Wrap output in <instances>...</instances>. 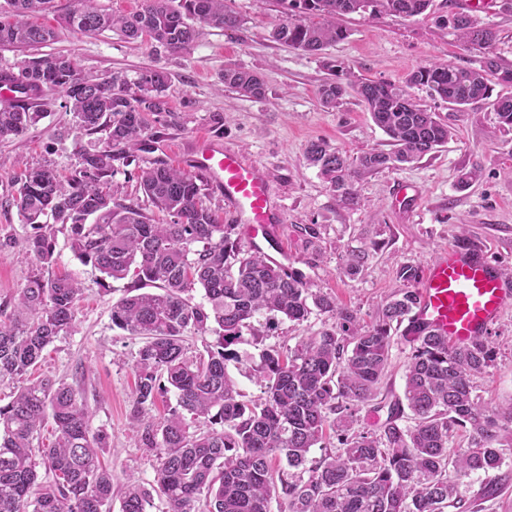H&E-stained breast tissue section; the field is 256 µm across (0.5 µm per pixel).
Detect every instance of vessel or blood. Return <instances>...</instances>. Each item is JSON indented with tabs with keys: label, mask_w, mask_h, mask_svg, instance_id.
<instances>
[{
	"label": "vessel or blood",
	"mask_w": 512,
	"mask_h": 512,
	"mask_svg": "<svg viewBox=\"0 0 512 512\" xmlns=\"http://www.w3.org/2000/svg\"><path fill=\"white\" fill-rule=\"evenodd\" d=\"M186 163L223 194L252 246L276 247L279 209L258 164L207 136L196 138ZM416 294L410 314L415 327L463 347L497 323L512 303V282L503 277L487 249L452 244L424 268Z\"/></svg>",
	"instance_id": "b4317fda"
}]
</instances>
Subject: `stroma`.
Returning a JSON list of instances; mask_svg holds the SVG:
<instances>
[{
  "instance_id": "obj_1",
  "label": "stroma",
  "mask_w": 512,
  "mask_h": 512,
  "mask_svg": "<svg viewBox=\"0 0 512 512\" xmlns=\"http://www.w3.org/2000/svg\"><path fill=\"white\" fill-rule=\"evenodd\" d=\"M74 4L53 0L49 11L34 16L35 24L56 28L54 42L38 49L0 45V70L16 71L39 53L60 52L73 55L84 72L95 75L119 72L132 82L148 68L168 73L169 110L151 116L148 143L118 162L110 185L114 202L137 205L152 222L165 223V215L140 190L137 174L161 161L180 166V154L206 134L265 170L280 211L286 265L357 311L363 325L375 324L381 306L403 288L397 275L400 266L424 268L454 242L460 225H467L475 243L485 246L501 269L512 272V132L498 131L490 105L458 110L425 89L412 88L413 97L452 128V139L412 164L358 176L352 206L341 205L305 159L307 146L315 141L337 148L354 162L370 151H390L389 137L373 123L357 93L360 80L398 83L418 67L448 62L480 67L483 49L464 45L452 26L456 0H431L416 17L346 15L341 23L347 38L318 55L272 39L273 23L282 12L280 0H227L243 25L235 30L202 28L191 47L176 54L155 49L145 37L130 40L117 31L81 34L62 27V15ZM474 15L495 32L492 50L502 67L512 69V11L504 10L501 0H487ZM334 61L343 64L348 89L339 106L329 109L319 91L328 78L326 65ZM230 67L260 72L265 97L248 98L224 87L220 77ZM29 108L37 112L36 122L0 142V238L17 242L16 248L0 252V305L16 296L33 271L19 249L30 228L15 202L25 169L49 165L68 174L79 164V148L99 144L94 135L74 142L75 119L60 92L44 90L30 99ZM474 168L480 171L479 179L460 186L459 175ZM400 181L415 187L417 201L396 202L393 185ZM307 226L319 232L315 243L306 240ZM360 247L370 251L365 270L355 277L340 274L344 255ZM55 257L53 273L80 281L85 293L74 310L75 333L48 345L31 377L64 381L82 392L93 429L109 436L100 460L112 474L110 512H121L128 480L152 487L158 465L155 449L143 444L140 429L131 423L140 341L114 327L111 319L113 303L133 280L115 281L82 264L69 247L65 228L56 233ZM332 323V318L316 315L300 323L281 318L257 322L262 345L248 340L237 344L241 360L229 365L244 398L261 396L255 370L263 348L287 349L299 337ZM490 336L496 362L477 378L476 392L489 405H505L512 402V305ZM411 354V344L393 338L388 373L375 402L357 411L354 432H380L388 404L403 395ZM460 494L479 504L481 512H512V448L504 449L499 469L465 479Z\"/></svg>"
}]
</instances>
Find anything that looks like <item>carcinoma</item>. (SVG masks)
<instances>
[{"instance_id": "1", "label": "carcinoma", "mask_w": 512, "mask_h": 512, "mask_svg": "<svg viewBox=\"0 0 512 512\" xmlns=\"http://www.w3.org/2000/svg\"><path fill=\"white\" fill-rule=\"evenodd\" d=\"M61 17L66 26L85 33L118 30L131 39L149 37L170 53L187 50L205 26L238 29L243 19L226 0H141L129 17H114L97 0H76ZM286 18L273 24V38L290 48L316 54L347 37L341 16L392 13L413 17L430 0H282ZM51 0H7L0 18V44L38 46L54 31L32 26L27 16L44 11ZM453 27L470 45L489 48L491 28L476 17L456 13ZM512 82L487 55L478 68L448 64L421 66L403 84L365 80L358 86L372 121L391 139L389 153L362 155L358 168L324 143L306 149L342 202L353 200V181L412 163L448 143L453 133L436 113L421 108L409 89L423 86L452 106L492 100L498 127L512 131V97L492 98L487 75ZM24 93L54 89L66 97L76 128L101 134L102 146L79 150L80 167L62 179L49 166L27 171L16 199L22 221L32 232L24 239L27 259L45 269L55 264V232L67 227L75 257L114 280L129 274L141 287L112 305V324L142 340L135 362L133 423L144 425V440L157 449L154 487L127 486L122 512H271L272 501L284 512H444L464 507L460 487L471 474L500 467L502 449L512 446V405L491 407L474 394L473 380L494 366L495 347L487 336L454 348L443 337L401 328L415 306L413 288H402L379 311L370 327L336 297L312 288L298 270L287 269L255 253L239 256L221 224L202 201L200 175L161 163L142 170L140 188L150 203L171 217L152 224L133 204L112 202L104 191L121 154L133 150L150 131L147 115L167 111L163 92L168 74L142 71L133 84L119 72L98 77L81 70L67 54L30 59L18 72L0 70V81ZM224 85L260 99L263 77L226 68ZM344 86L338 79L323 85L328 108L340 104ZM37 113L27 104L0 108V141L22 133ZM369 252H350L344 270L359 274ZM207 304L187 293L195 287ZM83 295L67 275L35 273L20 288L15 313L0 320V382L19 383L11 400L0 404V512H103L112 499V474L100 466L97 449L107 435L91 430V414L80 392L66 383L28 378L44 349L74 330L73 313ZM328 315L332 326L301 338L283 354L261 353L256 369L261 401L242 400L228 364L237 359L232 346L249 332L262 343L253 321L278 315L300 322ZM402 331L412 344L405 370L404 400L396 401L380 434L352 431L356 411L372 402L388 371L392 332ZM193 332L207 334L205 353L187 356L185 341ZM172 392L176 406L157 423L143 424L145 408L160 394ZM414 425L399 424L402 405ZM207 419L205 430L191 429L186 416ZM56 426L51 448L34 445L46 419ZM469 429V447L448 451L453 427ZM332 430L336 451L320 457L311 449ZM53 481H39L38 467Z\"/></svg>"}]
</instances>
